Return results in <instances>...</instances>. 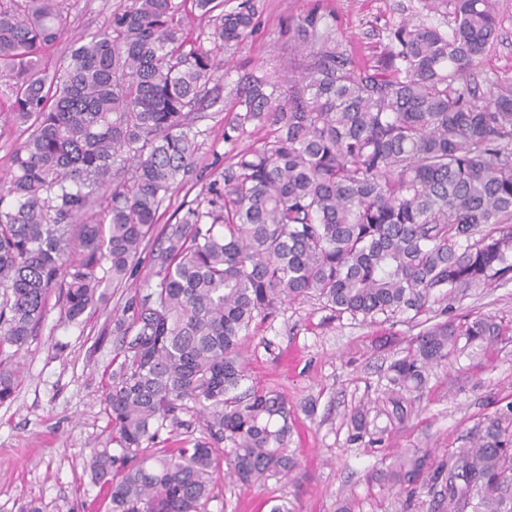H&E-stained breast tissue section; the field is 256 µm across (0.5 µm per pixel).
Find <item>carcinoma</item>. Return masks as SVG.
<instances>
[{"instance_id":"carcinoma-1","label":"carcinoma","mask_w":512,"mask_h":512,"mask_svg":"<svg viewBox=\"0 0 512 512\" xmlns=\"http://www.w3.org/2000/svg\"><path fill=\"white\" fill-rule=\"evenodd\" d=\"M121 0L50 72L43 55L71 27L63 0H0V130L24 129L0 184V345H27L58 291L70 322L122 287L148 253L154 284L115 320L104 396L120 454L88 462L112 512H206L224 442L226 475L291 476L288 402L239 394L256 319L315 297L364 322L443 305L512 273V78L468 80L497 38L496 0H424L448 30L404 20L357 65L318 11L288 22L298 70L250 69L235 54L259 0ZM203 26L186 30L188 15ZM209 46H204V43ZM236 73L231 87L224 77ZM224 121V185L147 251L159 212L193 172L194 115ZM266 131L258 147L244 136ZM388 368L385 402L466 343L503 335L486 316L430 322ZM16 373L0 368V404ZM196 408L207 437L147 454L144 442ZM379 481L426 512H512V419L434 463L397 451Z\"/></svg>"}]
</instances>
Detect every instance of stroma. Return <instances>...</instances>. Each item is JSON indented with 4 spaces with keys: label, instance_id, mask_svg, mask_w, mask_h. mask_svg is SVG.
Returning a JSON list of instances; mask_svg holds the SVG:
<instances>
[{
    "label": "stroma",
    "instance_id": "35a3bbf8",
    "mask_svg": "<svg viewBox=\"0 0 512 512\" xmlns=\"http://www.w3.org/2000/svg\"><path fill=\"white\" fill-rule=\"evenodd\" d=\"M119 0H65L73 35L95 31ZM318 9L336 18V35L352 46L360 63L371 62L387 25L422 20V0H262L255 32L240 48L239 62L273 72L288 62V18ZM497 42L473 72L480 88L512 75V0H498ZM200 136L195 170L164 209L154 238L175 228L188 206L224 170V115L207 112L194 125ZM139 267L131 288L143 287ZM131 288H114L106 305L87 311L81 323L64 322L55 299L20 354L4 347L20 369L11 402L0 405V512H19L35 500L41 512H111L85 469L95 449L111 439L103 396L118 366L113 318ZM489 315L510 326L492 345L459 350L432 369L416 397L418 412L404 425L370 416L362 438L350 417L359 404L381 398L385 370L419 331L404 314L375 324L337 315L318 301L287 302L274 317L256 323L243 344L246 386L281 394L292 410L287 446L297 474L248 486L219 481L207 512H270L287 501L292 512H337L340 495L356 500L355 512H417L404 499L382 491L375 479L394 449L420 448L438 459L466 447L485 421L512 404V280L473 288L448 304L449 317ZM205 437L200 417L179 413L159 429L153 445L174 448Z\"/></svg>",
    "mask_w": 512,
    "mask_h": 512
}]
</instances>
